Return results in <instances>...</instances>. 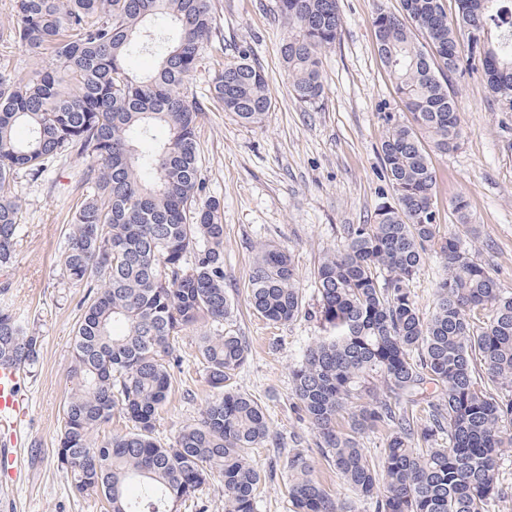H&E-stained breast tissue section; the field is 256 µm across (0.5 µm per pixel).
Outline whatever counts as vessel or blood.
Returning <instances> with one entry per match:
<instances>
[{
  "label": "vessel or blood",
  "mask_w": 512,
  "mask_h": 512,
  "mask_svg": "<svg viewBox=\"0 0 512 512\" xmlns=\"http://www.w3.org/2000/svg\"><path fill=\"white\" fill-rule=\"evenodd\" d=\"M27 376L19 366L0 363V475H21L23 451L29 441L30 400Z\"/></svg>",
  "instance_id": "vessel-or-blood-1"
}]
</instances>
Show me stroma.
<instances>
[{
  "instance_id": "obj_1",
  "label": "stroma",
  "mask_w": 512,
  "mask_h": 512,
  "mask_svg": "<svg viewBox=\"0 0 512 512\" xmlns=\"http://www.w3.org/2000/svg\"><path fill=\"white\" fill-rule=\"evenodd\" d=\"M216 30L183 91L202 109L198 142L205 198L219 201L224 224V286L234 307L225 330L248 344L244 366L231 387L258 402L269 425L268 439L254 451L263 481L257 512H289L285 493L288 453L308 450L315 475L341 501H353L340 475L316 446V438L291 393V371L308 345L324 336L316 317L314 272L336 248L348 224H368L391 187L381 162L388 121L411 115L375 46L377 9L401 14L403 0H338L343 27L324 52L325 95L318 104L298 102L284 71L281 45L287 26L277 0H213ZM14 0H0V72L31 74L51 64L49 55L14 42ZM249 56L265 72L271 108L258 125L239 123L213 100L211 81L224 65ZM464 138L456 151L431 152L441 234L460 232L451 203L468 202L470 234L464 242L492 275L512 288V105L493 97L482 72L452 76ZM81 160L56 159L39 178L19 173L9 185L21 204L22 231L15 262L0 274V306L42 338L38 370L28 379L33 404L32 442L26 450L29 479L0 512H102L101 499L82 496L65 478L57 457L62 407L71 387L72 347L82 312L84 287L63 278L57 264L83 195ZM288 249L303 288L307 312L284 325L268 324L246 302L248 279L259 246ZM182 360L159 411L155 435L168 441L197 419L212 393L193 335L179 337ZM355 512H370L363 502Z\"/></svg>"
}]
</instances>
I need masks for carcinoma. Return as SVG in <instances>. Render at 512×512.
Listing matches in <instances>:
<instances>
[{"instance_id":"obj_1","label":"carcinoma","mask_w":512,"mask_h":512,"mask_svg":"<svg viewBox=\"0 0 512 512\" xmlns=\"http://www.w3.org/2000/svg\"><path fill=\"white\" fill-rule=\"evenodd\" d=\"M455 2L451 18L443 0H403L404 15L380 9L372 17L379 56L413 122L388 126L381 144L391 199L377 205L373 223L347 225L317 267L318 314L329 335L291 370L292 396L317 447L374 512H492L498 456L512 445V289L461 235L439 234L428 153L446 154L463 138L448 92L462 62L512 105V0ZM15 7L14 38L51 51L54 62L31 75L0 73L1 271L12 266L21 212L4 188L21 170L41 176L63 155L87 163L86 194L59 257L63 277L88 288L58 440L63 472L77 493L103 496L109 512H180L213 482L223 487L224 512H257L262 473L251 452L269 426L255 400L227 387L248 346L224 331L233 306L224 224L219 203L202 200L201 108L182 92L216 30L212 0ZM278 8L288 25L281 53L292 94L316 104L322 55L342 27L336 0H279ZM138 47L157 56L149 75L128 67ZM210 91L243 124L262 123L271 107L267 77L247 58L218 71ZM431 252L448 273L425 317L413 284ZM247 299L274 324L302 314L289 252L260 247ZM190 332L213 397L162 443L155 428L180 364L174 342ZM40 349V337L0 307V361L32 370ZM431 385L439 394H428ZM116 412L128 430L93 442ZM379 427L388 435L374 458L358 436ZM287 469L291 512H345L302 452L288 457Z\"/></svg>"}]
</instances>
